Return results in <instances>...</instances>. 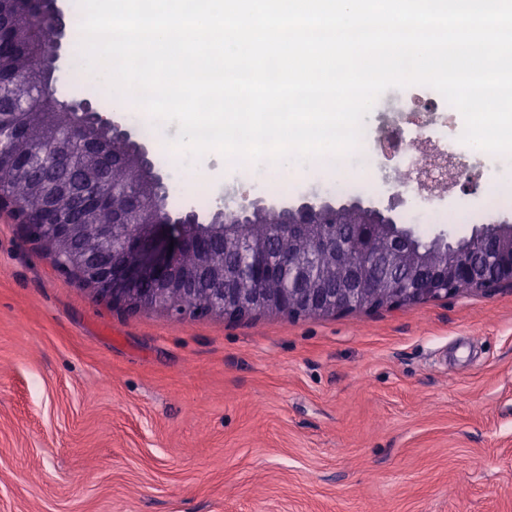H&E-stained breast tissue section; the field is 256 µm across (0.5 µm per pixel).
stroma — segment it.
<instances>
[{"label": "stroma", "mask_w": 512, "mask_h": 512, "mask_svg": "<svg viewBox=\"0 0 512 512\" xmlns=\"http://www.w3.org/2000/svg\"><path fill=\"white\" fill-rule=\"evenodd\" d=\"M432 208L378 156L370 189L422 241L512 220V158ZM454 209L464 221L443 224ZM0 512H512V290L337 317L131 314L0 215Z\"/></svg>", "instance_id": "35a3bbf8"}]
</instances>
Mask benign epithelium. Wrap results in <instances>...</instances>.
I'll return each instance as SVG.
<instances>
[{"label":"benign epithelium","mask_w":512,"mask_h":512,"mask_svg":"<svg viewBox=\"0 0 512 512\" xmlns=\"http://www.w3.org/2000/svg\"><path fill=\"white\" fill-rule=\"evenodd\" d=\"M17 26L33 21L42 0H10ZM98 125L112 128V143L105 145L93 134ZM58 139L72 151L52 154V172L69 168L79 155L102 166L117 169L129 161L148 170L146 146L132 141L128 130L99 112H87L62 132ZM170 176L148 174V187L104 194L91 184L64 187L73 196L69 219L51 205L28 209L9 191L0 188V214L8 213L26 227L29 237L51 246L56 268L78 280L95 297L131 312L165 311L187 316L188 298L197 293L196 283L209 282L212 300L201 302L194 316H219L241 320L261 313L287 317H330L356 310L394 308L439 299L460 291L490 295L512 288V225L489 224L467 239L449 246L433 271L428 255L418 247L419 237L384 210L359 202L331 205L304 198L293 205H264L247 194L234 206L222 202L214 217H247L260 207L290 214L268 225L278 247V262L267 260L268 241L258 238L240 243L227 233L224 249L244 256L239 272L212 259L213 234L201 216L187 207L176 216L167 209ZM118 207L110 224H87L83 211ZM307 242V253L292 250L296 238ZM354 247L361 260L349 259ZM194 253L198 263L186 267L181 256ZM398 267L402 274L381 279L378 269Z\"/></svg>","instance_id":"obj_1"}]
</instances>
